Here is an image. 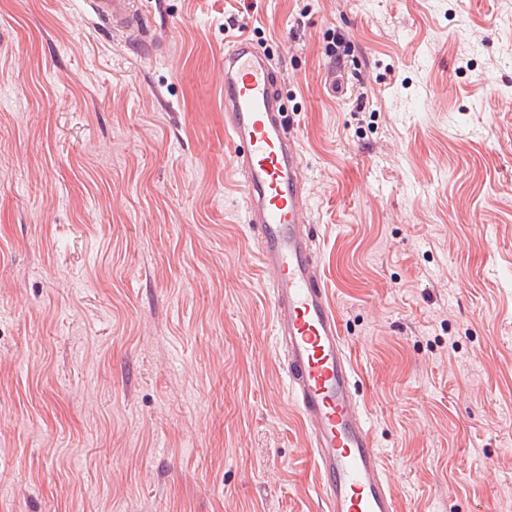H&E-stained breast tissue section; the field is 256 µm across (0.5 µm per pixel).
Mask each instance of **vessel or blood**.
Here are the masks:
<instances>
[{"label": "vessel or blood", "instance_id": "b4317fda", "mask_svg": "<svg viewBox=\"0 0 512 512\" xmlns=\"http://www.w3.org/2000/svg\"><path fill=\"white\" fill-rule=\"evenodd\" d=\"M83 7L99 29L142 42L133 0H83ZM224 126L242 174L246 222L273 275L274 332L288 394L310 436L326 512H399L318 267L297 138L267 58L243 35L224 50Z\"/></svg>", "mask_w": 512, "mask_h": 512}]
</instances>
